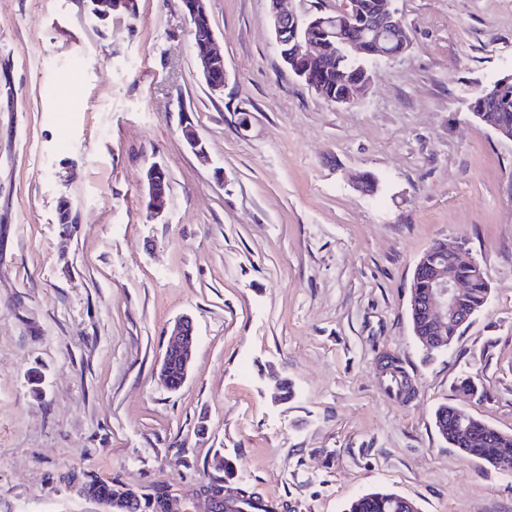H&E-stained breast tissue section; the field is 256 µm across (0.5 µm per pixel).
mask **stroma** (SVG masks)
I'll list each match as a JSON object with an SVG mask.
<instances>
[{
	"instance_id": "35a3bbf8",
	"label": "stroma",
	"mask_w": 512,
	"mask_h": 512,
	"mask_svg": "<svg viewBox=\"0 0 512 512\" xmlns=\"http://www.w3.org/2000/svg\"><path fill=\"white\" fill-rule=\"evenodd\" d=\"M135 4L0 0V512H101L69 470L210 512L200 489L228 460V490L273 512H345L379 490L420 512H512V474L434 424L463 405L512 433V141L468 110L512 71V0H392L411 46L350 105L288 70L269 0H208L220 93L179 0ZM154 163L170 175L158 220ZM452 236L490 295L428 359L410 287ZM185 316L194 361L170 391L156 368ZM390 361L404 398L385 388ZM466 372L490 400L458 392ZM200 42V51L196 54L200 73L211 91L214 93L222 92L226 79V69H224V55L216 47L213 29H210L209 33ZM221 69H223L222 77L219 75ZM161 166H151L145 175L146 185V206L149 215L153 219H158L162 216L165 208V194L158 189V174L161 173Z\"/></svg>"
}]
</instances>
